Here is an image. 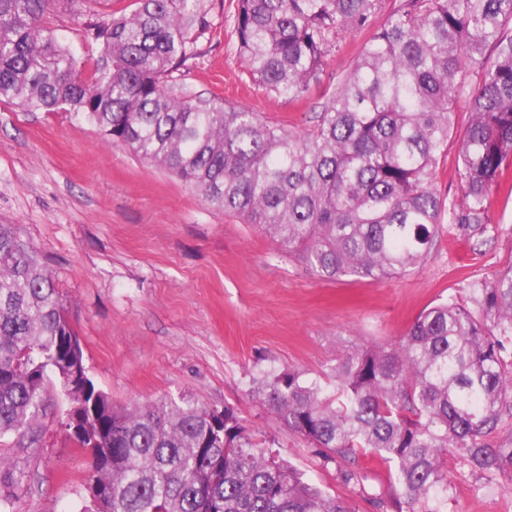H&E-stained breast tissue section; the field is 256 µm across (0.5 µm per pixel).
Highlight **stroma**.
<instances>
[{"label": "stroma", "instance_id": "obj_1", "mask_svg": "<svg viewBox=\"0 0 512 512\" xmlns=\"http://www.w3.org/2000/svg\"><path fill=\"white\" fill-rule=\"evenodd\" d=\"M205 8L211 28L177 73L178 85L297 133L317 124L370 37L340 38L317 81L293 101L251 84L233 32L236 0H205ZM50 22L82 77L93 75L100 47L83 40L63 8ZM490 201L482 241L447 220L414 272L326 279L89 122L0 102V224L12 225L51 273L95 386L122 407L181 397L233 406L258 442L280 448L355 512H375L367 497L386 488L387 464L362 457V485L343 482L336 464L280 425L254 387L288 366L322 377L345 347L396 342L462 281L493 277L512 260V169ZM66 408L64 397L51 396L33 444L0 441V454L25 475L16 512H80L84 504L89 463L58 425ZM448 474L454 489L445 512H512V482L480 488L453 457Z\"/></svg>", "mask_w": 512, "mask_h": 512}]
</instances>
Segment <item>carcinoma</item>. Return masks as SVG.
<instances>
[{"mask_svg": "<svg viewBox=\"0 0 512 512\" xmlns=\"http://www.w3.org/2000/svg\"><path fill=\"white\" fill-rule=\"evenodd\" d=\"M83 0H0V102L68 112L180 178L211 207L257 226L320 277L384 280L417 269L442 231L436 190L456 135L463 68L479 76L457 160L452 220L487 229L489 197L512 166V0H402L377 27L381 0H237L233 31L252 84L298 100L341 36L373 30L304 133L258 113L176 93L175 73L211 27L203 0H135L101 19ZM58 4L102 47L108 69L78 62L47 18ZM425 310L395 344L353 345L326 382L284 367L261 403L346 482L359 454L390 466L377 512H444L448 454L494 487L512 480V448L490 438L512 419V260ZM76 332L51 274L0 224V439L25 438L52 389L66 391ZM90 458L88 491L106 512H353L252 435L231 406L164 399L119 408L90 378L73 389Z\"/></svg>", "mask_w": 512, "mask_h": 512, "instance_id": "obj_1", "label": "carcinoma"}]
</instances>
